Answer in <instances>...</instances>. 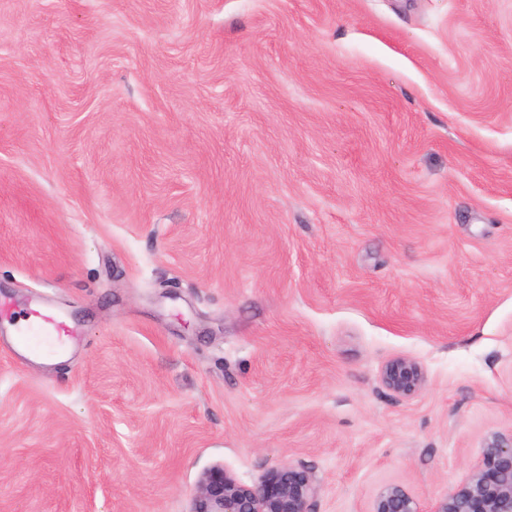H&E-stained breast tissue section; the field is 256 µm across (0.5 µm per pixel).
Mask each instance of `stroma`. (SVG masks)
<instances>
[{
	"instance_id": "35a3bbf8",
	"label": "stroma",
	"mask_w": 512,
	"mask_h": 512,
	"mask_svg": "<svg viewBox=\"0 0 512 512\" xmlns=\"http://www.w3.org/2000/svg\"><path fill=\"white\" fill-rule=\"evenodd\" d=\"M3 296L0 512H429L512 434V0H0ZM71 334L70 327L60 317L48 311L30 309L25 322L15 325L14 342L28 354L39 356L47 343L61 350ZM381 380L386 388L402 396L415 394L426 381L420 364L408 357L389 360L382 368ZM318 491L315 475L289 465L269 470L251 486L215 465L198 477L188 512H312ZM373 512H422L417 501L402 487L389 485L379 493Z\"/></svg>"
}]
</instances>
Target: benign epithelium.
Instances as JSON below:
<instances>
[{"label": "benign epithelium", "instance_id": "obj_1", "mask_svg": "<svg viewBox=\"0 0 512 512\" xmlns=\"http://www.w3.org/2000/svg\"><path fill=\"white\" fill-rule=\"evenodd\" d=\"M390 391L410 396L425 384L422 367L408 357L389 360L381 372ZM319 481L312 473L288 467L269 470L255 485H245L222 465L203 471L188 512H312ZM373 512H422L402 487L379 493ZM429 512H512V436H495L467 481L438 501Z\"/></svg>", "mask_w": 512, "mask_h": 512}]
</instances>
